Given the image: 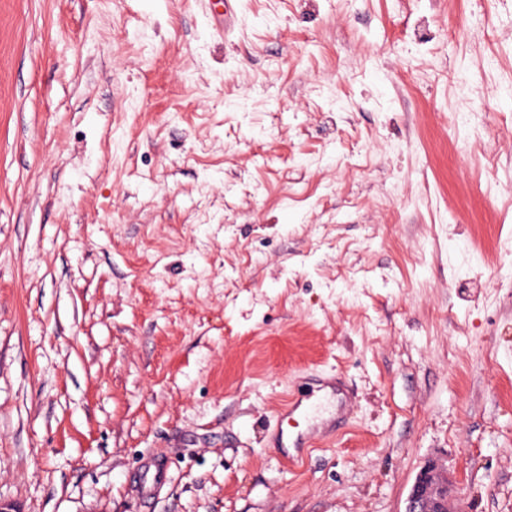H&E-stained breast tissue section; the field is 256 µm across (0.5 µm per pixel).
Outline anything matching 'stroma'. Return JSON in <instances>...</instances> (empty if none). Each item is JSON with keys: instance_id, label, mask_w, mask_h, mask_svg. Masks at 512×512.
Segmentation results:
<instances>
[{"instance_id": "stroma-1", "label": "stroma", "mask_w": 512, "mask_h": 512, "mask_svg": "<svg viewBox=\"0 0 512 512\" xmlns=\"http://www.w3.org/2000/svg\"><path fill=\"white\" fill-rule=\"evenodd\" d=\"M223 2L0 0V501L512 512V0ZM320 383L331 385L334 389L333 393L330 395H318L313 387H311V391L305 388L301 390L298 389L296 400L294 402L289 401L285 407L279 410L277 416L278 428L276 430L278 443L275 448H301L309 440V429H311L315 425L316 420L319 419L316 413L323 410L325 404L331 405L336 411V395L338 389H336L335 382L330 380ZM298 409H300V419L307 424V429L305 431H298L294 437L291 431L288 430L285 437V429L283 428L284 420L287 419L289 426L293 429L299 428L300 426L299 420L295 417V412ZM167 481V467L163 459H153L148 462L143 470L136 474L133 483L141 494L143 502L148 498V489L154 485ZM455 481L448 469L429 460L420 469L406 499L404 512H454Z\"/></svg>"}]
</instances>
